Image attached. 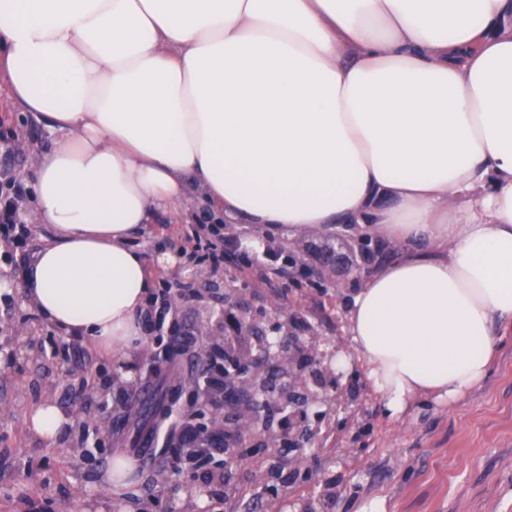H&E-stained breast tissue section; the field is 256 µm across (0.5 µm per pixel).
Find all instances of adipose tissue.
<instances>
[{"label": "adipose tissue", "instance_id": "adipose-tissue-1", "mask_svg": "<svg viewBox=\"0 0 512 512\" xmlns=\"http://www.w3.org/2000/svg\"><path fill=\"white\" fill-rule=\"evenodd\" d=\"M0 81L53 137L30 152L49 235L0 290L59 334L142 346L133 240L196 192L399 248L347 309L390 414L485 377L512 324V0H0ZM70 422L27 415L50 448Z\"/></svg>", "mask_w": 512, "mask_h": 512}]
</instances>
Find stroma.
I'll return each instance as SVG.
<instances>
[{
  "label": "stroma",
  "instance_id": "35a3bbf8",
  "mask_svg": "<svg viewBox=\"0 0 512 512\" xmlns=\"http://www.w3.org/2000/svg\"><path fill=\"white\" fill-rule=\"evenodd\" d=\"M16 133L32 147L50 142L44 126L12 111L0 96V156L7 154ZM10 157L15 182L28 187V156ZM185 232L183 222L161 214L135 238L155 282H223L238 289L252 309L303 314L319 334L318 350L350 357L347 373L358 391L354 406L338 408V433L327 434L319 448L298 460L319 473L320 482L284 487L271 512H323L331 495L338 501L336 512H358L373 497L385 499L387 512H512V325L498 326L497 352L479 385L452 402L414 398L393 417L354 356L346 323L354 282L296 291L258 264L228 263L216 270L210 262L180 255ZM224 234L236 237L255 258L279 247L308 255L336 242L335 233L316 229L291 238L282 231L228 224ZM172 307L183 331L195 337L179 360L178 381L187 394L202 382L197 360L224 340V305L208 298H180ZM4 345L17 348L22 357L16 366L0 368V512H66L104 499L102 477L112 459L138 460L140 455L130 444L141 424L140 400L128 398L127 392L144 384L166 388L168 376L145 374L143 362L149 353L163 356L167 341L135 350L134 375L127 379L91 344L60 336L23 309L14 295L0 297V347ZM48 398L75 418L68 438L53 448L26 426L29 408ZM101 424L111 431L108 440L99 438Z\"/></svg>",
  "mask_w": 512,
  "mask_h": 512
}]
</instances>
